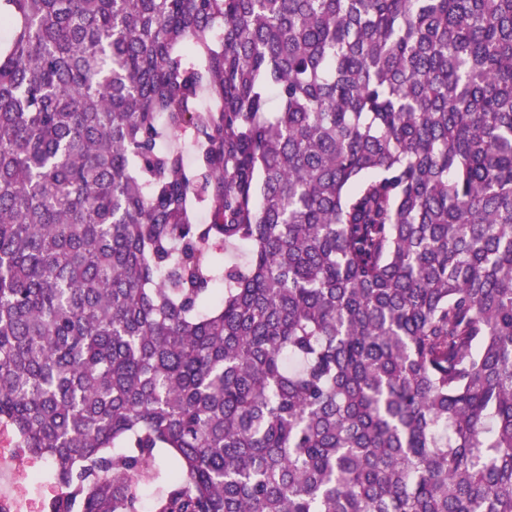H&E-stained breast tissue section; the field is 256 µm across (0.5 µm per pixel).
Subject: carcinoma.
<instances>
[{"label": "carcinoma", "mask_w": 512, "mask_h": 512, "mask_svg": "<svg viewBox=\"0 0 512 512\" xmlns=\"http://www.w3.org/2000/svg\"><path fill=\"white\" fill-rule=\"evenodd\" d=\"M1 431L44 512H512V0H0Z\"/></svg>", "instance_id": "carcinoma-1"}]
</instances>
